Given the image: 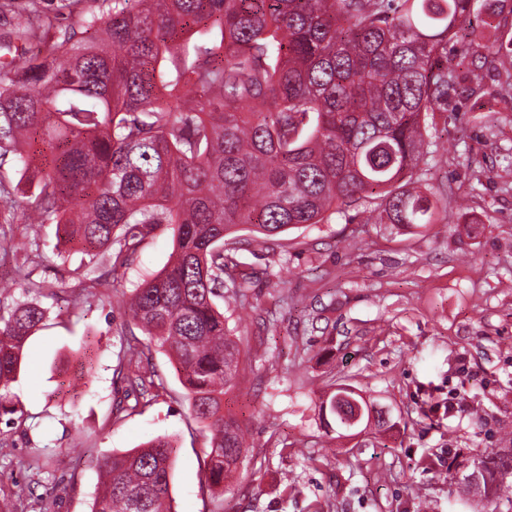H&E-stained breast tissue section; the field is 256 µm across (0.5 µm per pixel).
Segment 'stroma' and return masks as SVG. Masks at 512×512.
I'll return each mask as SVG.
<instances>
[{"mask_svg": "<svg viewBox=\"0 0 512 512\" xmlns=\"http://www.w3.org/2000/svg\"><path fill=\"white\" fill-rule=\"evenodd\" d=\"M471 17L448 44L463 80L430 114L426 183L448 221L396 230L368 222L361 202L325 224L274 237L239 226L240 267L254 276L246 303L219 306L241 341L240 384L224 411L247 428L248 451L215 499L210 432L183 399L162 349L163 385L142 397L117 378L126 347L122 303L173 251L157 231L125 275L78 308L45 299L10 389L24 411L0 447V512H89L98 458L165 436L174 448L175 512H450L449 461L512 448V112L493 106L504 77L491 64L512 40V0ZM49 259L33 275L57 286L86 256L53 259L54 225L39 230ZM361 389L396 421L332 437L317 404L332 382ZM123 400L124 411L112 405Z\"/></svg>", "mask_w": 512, "mask_h": 512, "instance_id": "obj_1", "label": "stroma"}]
</instances>
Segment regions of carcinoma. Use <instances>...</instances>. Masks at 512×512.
Here are the masks:
<instances>
[{"label": "carcinoma", "mask_w": 512, "mask_h": 512, "mask_svg": "<svg viewBox=\"0 0 512 512\" xmlns=\"http://www.w3.org/2000/svg\"><path fill=\"white\" fill-rule=\"evenodd\" d=\"M82 0H4L15 36L39 38L43 54L20 56L0 78V202L29 176L31 212L0 210V260L29 267L40 239L14 243L13 227L56 225L57 237L94 264L65 300L77 305L111 286L143 243L173 230L165 267L133 289L124 315L150 336L127 341L125 378L145 395L152 346L168 352L195 417L211 431V485L237 469L243 429L224 414L241 350L217 300L224 279L248 299L252 276L226 243L241 224L274 236L320 224L344 206L375 201L376 222L425 228L447 205L422 184L431 154L426 116L448 111V40L466 37L474 0H102L80 28L59 18ZM39 143L48 152L34 165ZM46 286L27 277L22 296L0 302V423L18 413L9 384L28 338L45 318ZM376 410L351 386L321 400L326 427L341 426L336 397ZM174 447L156 437L97 462L102 486L90 512H173ZM512 448L468 466L467 495L490 512H512Z\"/></svg>", "instance_id": "1"}]
</instances>
